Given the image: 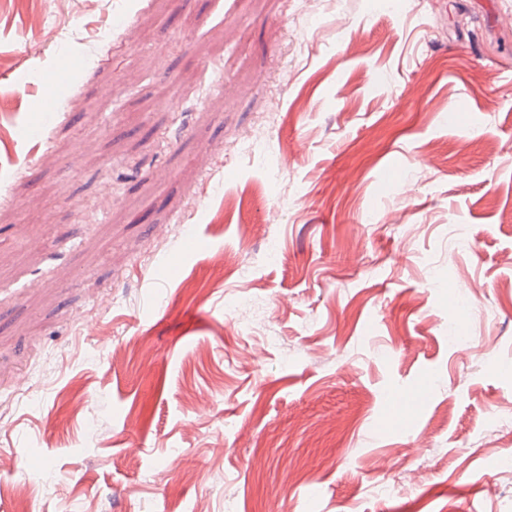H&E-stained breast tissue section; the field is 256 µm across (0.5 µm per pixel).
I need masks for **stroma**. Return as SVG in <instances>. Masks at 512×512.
<instances>
[{
  "label": "stroma",
  "mask_w": 512,
  "mask_h": 512,
  "mask_svg": "<svg viewBox=\"0 0 512 512\" xmlns=\"http://www.w3.org/2000/svg\"><path fill=\"white\" fill-rule=\"evenodd\" d=\"M38 3L0 512H512V0ZM56 97L53 93L46 94L33 104V110L38 112V119L36 122L28 125L24 131L23 136L27 140L39 141L42 137L44 128L52 123L56 117Z\"/></svg>",
  "instance_id": "obj_1"
}]
</instances>
